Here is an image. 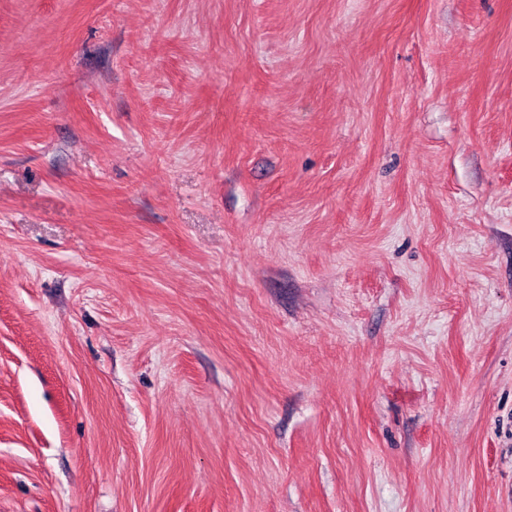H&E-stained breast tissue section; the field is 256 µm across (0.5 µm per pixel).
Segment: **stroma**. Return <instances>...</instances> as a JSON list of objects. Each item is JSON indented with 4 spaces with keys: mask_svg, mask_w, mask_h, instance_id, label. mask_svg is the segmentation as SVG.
Wrapping results in <instances>:
<instances>
[{
    "mask_svg": "<svg viewBox=\"0 0 512 512\" xmlns=\"http://www.w3.org/2000/svg\"><path fill=\"white\" fill-rule=\"evenodd\" d=\"M0 512H512V0H0Z\"/></svg>",
    "mask_w": 512,
    "mask_h": 512,
    "instance_id": "1",
    "label": "stroma"
}]
</instances>
